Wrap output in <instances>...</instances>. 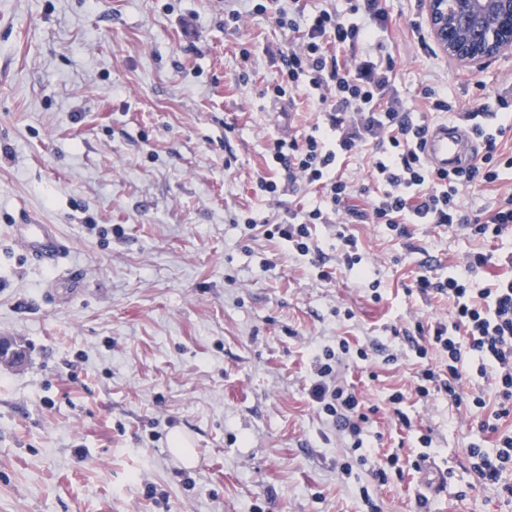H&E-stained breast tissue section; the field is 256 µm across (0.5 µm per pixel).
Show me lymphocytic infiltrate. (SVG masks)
I'll return each mask as SVG.
<instances>
[{
    "label": "lymphocytic infiltrate",
    "instance_id": "1",
    "mask_svg": "<svg viewBox=\"0 0 512 512\" xmlns=\"http://www.w3.org/2000/svg\"><path fill=\"white\" fill-rule=\"evenodd\" d=\"M388 0H348L346 10L323 8L305 14L303 6L278 11L276 25L295 40L280 54L277 79L265 91L276 98L293 97L299 80L322 119L301 137L276 138L267 148L268 171L259 175L256 188L276 199L281 184L291 189L315 187L324 202L310 209H291L272 231L297 254L317 268L320 280L332 278L312 246L314 225L330 223L332 215L350 199H365L360 215L386 227L393 237H411L419 224L448 226L487 242V249L469 252L463 272L445 277L421 274L412 284L422 295L437 294L451 302L447 320L415 321L418 335L413 348L420 364L411 392L394 391L397 426L412 430L413 423L400 405L407 394L426 398L448 397L456 408L477 413L479 440L467 450L469 471L477 484L494 487L512 501V252L497 253L492 245L512 237V190H500L505 171L512 170V127L494 122L484 96L466 108L441 98L431 86L420 97L432 112H453L467 123L482 143L481 156L470 166L431 169L423 157L429 133L428 119L414 112L391 82L392 56L374 57V46L390 35ZM372 157L373 187H355L340 171L341 165L361 151ZM494 189L492 208L472 210L464 196L473 189ZM492 266L503 274L482 288H473L470 276ZM350 351L347 338L337 350L315 357L312 400L352 449L370 421L355 386L341 374L343 357ZM494 404H487V397Z\"/></svg>",
    "mask_w": 512,
    "mask_h": 512
}]
</instances>
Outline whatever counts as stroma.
Instances as JSON below:
<instances>
[{
  "label": "stroma",
  "instance_id": "35a3bbf8",
  "mask_svg": "<svg viewBox=\"0 0 512 512\" xmlns=\"http://www.w3.org/2000/svg\"><path fill=\"white\" fill-rule=\"evenodd\" d=\"M225 5L0 0V338L24 356L0 364V512H369L361 492L391 453L407 474L375 495L380 512H512L469 473L472 418L413 396L401 408L416 432L390 423L388 397L416 360L408 330L449 309L405 287L447 276L482 241L429 224L397 239L342 214L317 227L335 271L325 283L279 238L245 234L244 218L320 203L255 193L270 141L317 115L263 94L287 31L248 12L225 28ZM391 8L385 50L417 110L425 85L460 105L481 91L512 103V56L469 71L426 55L411 34L425 0ZM30 220L70 241L78 287L18 247L14 227ZM342 223L368 280L340 262ZM340 336L353 348L345 375L375 410L348 472L309 394L315 353ZM421 433L448 474L429 495L408 470ZM178 438L193 464L175 466Z\"/></svg>",
  "mask_w": 512,
  "mask_h": 512
}]
</instances>
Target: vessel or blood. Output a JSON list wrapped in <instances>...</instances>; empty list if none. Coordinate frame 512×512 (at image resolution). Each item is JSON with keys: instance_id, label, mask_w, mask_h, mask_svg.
I'll return each mask as SVG.
<instances>
[{"instance_id": "b4317fda", "label": "vessel or blood", "mask_w": 512, "mask_h": 512, "mask_svg": "<svg viewBox=\"0 0 512 512\" xmlns=\"http://www.w3.org/2000/svg\"><path fill=\"white\" fill-rule=\"evenodd\" d=\"M479 144L466 126L455 122L434 125L426 139L424 158L435 170H448L469 164ZM16 239L29 259L46 267H57L59 259L69 252L68 242L51 224H19Z\"/></svg>"}]
</instances>
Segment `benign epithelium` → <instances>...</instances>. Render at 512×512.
Returning a JSON list of instances; mask_svg holds the SVG:
<instances>
[{
    "mask_svg": "<svg viewBox=\"0 0 512 512\" xmlns=\"http://www.w3.org/2000/svg\"><path fill=\"white\" fill-rule=\"evenodd\" d=\"M427 24L438 50L460 67L481 69L512 54V0H426Z\"/></svg>",
    "mask_w": 512,
    "mask_h": 512,
    "instance_id": "7a95c632",
    "label": "benign epithelium"
}]
</instances>
